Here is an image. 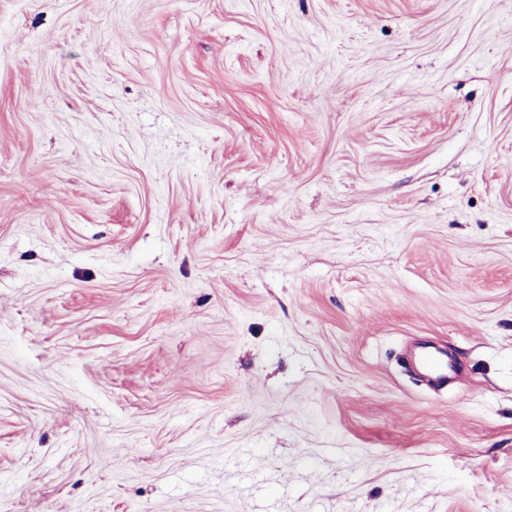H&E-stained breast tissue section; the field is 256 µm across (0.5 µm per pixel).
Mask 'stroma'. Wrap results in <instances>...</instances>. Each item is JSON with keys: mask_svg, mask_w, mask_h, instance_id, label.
I'll return each mask as SVG.
<instances>
[{"mask_svg": "<svg viewBox=\"0 0 512 512\" xmlns=\"http://www.w3.org/2000/svg\"><path fill=\"white\" fill-rule=\"evenodd\" d=\"M0 512H512V0H0ZM414 360L430 378L437 381L448 380V362L444 352L427 347L416 352Z\"/></svg>", "mask_w": 512, "mask_h": 512, "instance_id": "stroma-1", "label": "stroma"}]
</instances>
